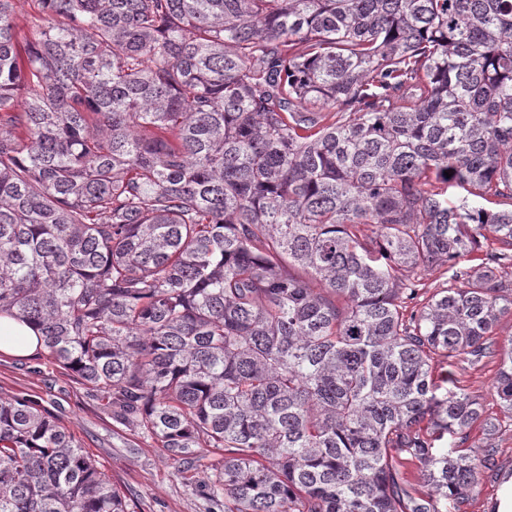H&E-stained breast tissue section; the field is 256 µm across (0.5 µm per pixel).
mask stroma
I'll list each match as a JSON object with an SVG mask.
<instances>
[{
    "label": "stroma",
    "instance_id": "obj_1",
    "mask_svg": "<svg viewBox=\"0 0 512 512\" xmlns=\"http://www.w3.org/2000/svg\"><path fill=\"white\" fill-rule=\"evenodd\" d=\"M497 371V359L473 366L458 357L441 359L435 375L451 378L495 415L499 409L492 385ZM15 397L37 401L74 436L110 477L129 512H224L205 487L206 468L218 461V454L207 453L202 465L183 468L135 425L115 421L106 401L47 352L22 360L0 355V398ZM494 444V465L480 469L472 493L449 502L448 512H494L506 478H512V427L503 428Z\"/></svg>",
    "mask_w": 512,
    "mask_h": 512
}]
</instances>
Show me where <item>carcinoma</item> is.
<instances>
[{"label":"carcinoma","instance_id":"obj_1","mask_svg":"<svg viewBox=\"0 0 512 512\" xmlns=\"http://www.w3.org/2000/svg\"><path fill=\"white\" fill-rule=\"evenodd\" d=\"M14 2L0 314L172 460L223 453L224 512L468 496L492 449L434 441L512 425V0H33L34 28ZM458 356L499 358L503 418L438 394ZM0 512L127 508L16 398ZM486 436L482 434V430L478 427V425L474 426L471 430L466 434H456V435H444V438L440 441L435 442L436 448H448L452 447L453 444L460 445V449H465L466 452L471 455L478 456V458L482 457L484 446L486 445L487 440ZM477 446H482L483 448H475Z\"/></svg>","mask_w":512,"mask_h":512}]
</instances>
